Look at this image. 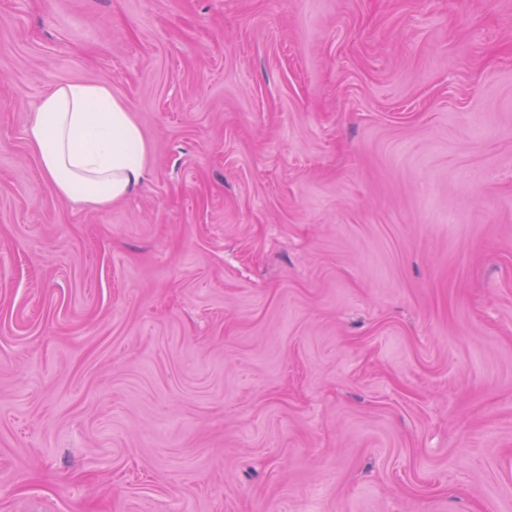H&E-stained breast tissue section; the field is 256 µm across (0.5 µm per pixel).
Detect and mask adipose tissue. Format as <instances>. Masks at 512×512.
<instances>
[{"label": "adipose tissue", "mask_w": 512, "mask_h": 512, "mask_svg": "<svg viewBox=\"0 0 512 512\" xmlns=\"http://www.w3.org/2000/svg\"><path fill=\"white\" fill-rule=\"evenodd\" d=\"M30 149L61 197L106 207L145 175L148 145L129 106L108 84L68 82L39 102Z\"/></svg>", "instance_id": "adipose-tissue-1"}]
</instances>
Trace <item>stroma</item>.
Returning a JSON list of instances; mask_svg holds the SVG:
<instances>
[{
	"label": "stroma",
	"instance_id": "obj_1",
	"mask_svg": "<svg viewBox=\"0 0 512 512\" xmlns=\"http://www.w3.org/2000/svg\"><path fill=\"white\" fill-rule=\"evenodd\" d=\"M0 512H512V0H0ZM30 149L61 197L107 207L145 175L148 145L129 106L108 84L68 82L40 101Z\"/></svg>",
	"mask_w": 512,
	"mask_h": 512
}]
</instances>
